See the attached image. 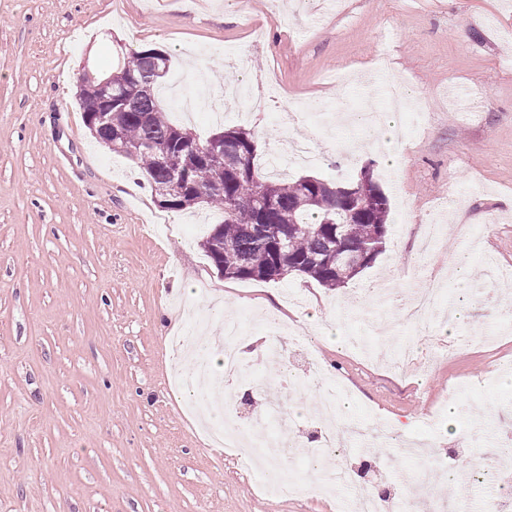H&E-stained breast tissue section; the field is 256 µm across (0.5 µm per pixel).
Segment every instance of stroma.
I'll return each instance as SVG.
<instances>
[{"instance_id":"obj_1","label":"stroma","mask_w":512,"mask_h":512,"mask_svg":"<svg viewBox=\"0 0 512 512\" xmlns=\"http://www.w3.org/2000/svg\"><path fill=\"white\" fill-rule=\"evenodd\" d=\"M144 48L171 57L162 78L168 119L200 138L225 128L254 131L260 155L306 137L309 160L289 178L359 176L371 170L390 197V230L375 264L338 290L292 275L273 281L227 279L202 247L224 213L198 204L162 208L146 173L112 153L86 127L79 106L84 70L102 75ZM512 0H0V512H351L357 491L398 502L418 468L410 441L434 453L430 471L494 463L512 427V277L472 286L468 324L426 332L403 320L366 349L331 350L320 322L298 335L312 309L353 336L375 314L406 302L409 288L447 279L448 259L471 250L472 269L512 270ZM287 89L268 112L242 117L224 100L238 71ZM404 81L417 114L390 146L342 149L357 129L288 125L277 112L389 108L387 88ZM487 95L471 108L469 92ZM464 204L451 233L420 257L418 225L441 219L452 192ZM224 293L232 314L267 308L283 324L284 365L305 382L277 424L278 437L310 444L313 349L329 382L353 395L347 413L351 457L326 451V472L358 471L354 487L288 497L264 490L257 469L211 443L169 383L189 372L171 338L205 316L201 338L222 344L211 310ZM280 364V365H283ZM264 360L259 377L280 381ZM458 391L456 421L448 393ZM410 427L396 430V422ZM386 429L373 449L359 428ZM512 495V482L487 478L467 493H445L447 512H480L482 499Z\"/></svg>"}]
</instances>
